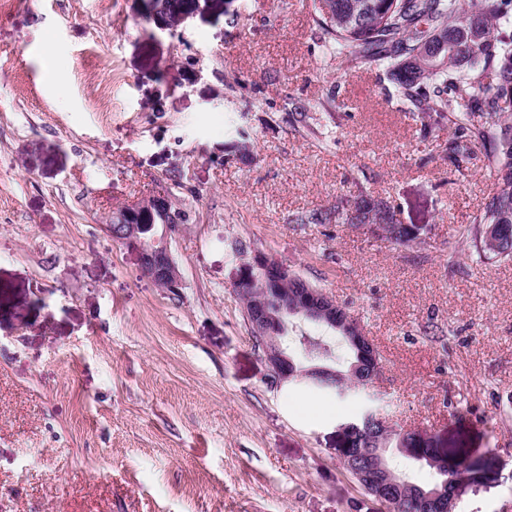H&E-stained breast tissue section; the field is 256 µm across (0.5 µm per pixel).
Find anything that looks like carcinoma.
<instances>
[{
    "mask_svg": "<svg viewBox=\"0 0 512 512\" xmlns=\"http://www.w3.org/2000/svg\"><path fill=\"white\" fill-rule=\"evenodd\" d=\"M150 12L175 17L189 0H149ZM512 20V0H318L317 24L326 54L350 63L374 62L388 71L401 99L417 112L421 131L443 122L454 128L448 161L469 160L476 141L488 142L487 166L494 189L473 217L471 241L478 253L512 260V41L503 25ZM373 198L360 192L346 211L312 209L292 215V224H378L396 246L413 241L388 201L362 210ZM314 359L333 357L329 342L297 336ZM368 443L364 418L349 423L346 448Z\"/></svg>",
    "mask_w": 512,
    "mask_h": 512,
    "instance_id": "cac0c4a2",
    "label": "carcinoma"
}]
</instances>
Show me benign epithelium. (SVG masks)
Returning <instances> with one entry per match:
<instances>
[{
  "label": "benign epithelium",
  "mask_w": 512,
  "mask_h": 512,
  "mask_svg": "<svg viewBox=\"0 0 512 512\" xmlns=\"http://www.w3.org/2000/svg\"><path fill=\"white\" fill-rule=\"evenodd\" d=\"M201 9L200 0H193L189 7L172 20L151 16L155 26L174 33L187 19ZM172 197L156 193L137 198L109 215L105 232L113 241L135 250L140 272L155 285L165 289L183 286V274L177 263L171 243L178 238L184 225L167 223L161 235H156L154 224L145 219L156 212L171 213ZM288 266L261 252H254L250 261L240 268L236 292L247 296L248 324L254 334L264 340L263 348L274 377L290 381L303 377L322 379L332 369L321 364L297 366L281 345L280 337L288 329V321L300 317L327 328H340L349 345L357 352V361L349 369L351 380L368 388L378 383L383 372L382 362L371 340L364 336L350 313L320 288L282 287L288 281ZM375 447L366 448L360 456H344L347 470L357 474L371 486L372 496L381 502L387 512H400L402 497L421 496L430 502L434 512H453L459 496V485L449 488L441 484L429 491L414 489L403 481L399 473L389 467L385 454L389 446H406L404 452L412 457L416 449L408 447L410 441L424 442L426 438L415 432L397 431L380 423L373 429Z\"/></svg>",
  "instance_id": "1"
}]
</instances>
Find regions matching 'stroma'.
<instances>
[{"mask_svg":"<svg viewBox=\"0 0 512 512\" xmlns=\"http://www.w3.org/2000/svg\"><path fill=\"white\" fill-rule=\"evenodd\" d=\"M298 107L311 130L288 123ZM449 133L423 138L383 67L326 55L314 0H229L173 37L140 0H13L0 512H384L343 463L363 403L274 382L235 291L237 240L349 309L381 355L389 425L491 469L454 512H512V261L449 249L493 188L485 145L458 168ZM165 189L190 215L174 292L103 229ZM360 189L419 238L289 221Z\"/></svg>","mask_w":512,"mask_h":512,"instance_id":"35a3bbf8","label":"stroma"}]
</instances>
